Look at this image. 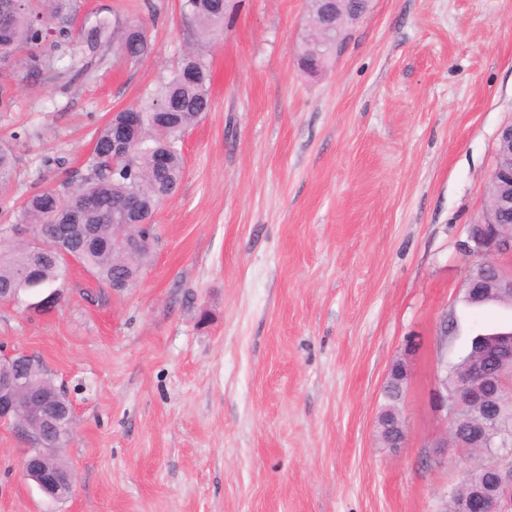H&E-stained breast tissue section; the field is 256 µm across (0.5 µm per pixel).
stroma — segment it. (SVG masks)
Wrapping results in <instances>:
<instances>
[{"mask_svg": "<svg viewBox=\"0 0 512 512\" xmlns=\"http://www.w3.org/2000/svg\"><path fill=\"white\" fill-rule=\"evenodd\" d=\"M224 4L206 40L180 0H68L71 37L45 46L57 74L13 78L0 104L17 171L4 226L86 169L95 130L187 50L211 78L138 282L117 291L74 262L51 311L0 303V347L39 355L69 398L56 456L74 474L46 497L0 424V512H443L472 464L432 449L435 389L476 332L512 324L510 307H468L459 250L512 123V0H371L316 75L295 61L305 0ZM101 19L141 23L150 54L89 49ZM402 357L393 454L376 425ZM387 421L389 422L387 426L392 429V435L396 436V440L394 443H386L385 447H388L389 450L394 453L400 452L406 447L408 439L406 420L402 415L401 410L398 409L397 412H391ZM392 444H394L395 447H392Z\"/></svg>", "mask_w": 512, "mask_h": 512, "instance_id": "stroma-1", "label": "stroma"}]
</instances>
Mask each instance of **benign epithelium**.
Here are the masks:
<instances>
[{"label": "benign epithelium", "instance_id": "1", "mask_svg": "<svg viewBox=\"0 0 512 512\" xmlns=\"http://www.w3.org/2000/svg\"><path fill=\"white\" fill-rule=\"evenodd\" d=\"M111 154L114 166L130 162L132 144L121 126L113 132ZM492 181L509 186V192L489 198L482 218L470 225L466 240L460 244L465 254L485 257L469 268L465 279V300L471 303L497 295L512 296V236L482 231L483 226L497 224L512 212V124L498 133ZM15 235L32 246L50 247L49 241L31 224L17 225ZM505 359L512 360V332L471 360L470 374L457 393H448L447 378L439 380L436 397L438 409L444 413L446 434L434 443L437 454H448L450 446L469 452L476 448H498L496 454L480 463L481 477L460 500L458 512H512V432L508 438H501L505 421L502 404L512 399V369L504 372L499 367ZM34 360V355L25 351L0 355V364L6 362L14 368L11 373L0 374V422L14 425L27 437L31 448L23 461L25 475L46 496L57 499L67 481L59 479L57 471L49 468L46 461L70 432L71 407L64 395L48 396L30 387L23 370ZM472 402L480 406V420L460 435L455 420ZM387 421L396 440L386 447L397 453L406 447V420L401 412L394 411Z\"/></svg>", "mask_w": 512, "mask_h": 512}]
</instances>
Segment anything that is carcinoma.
Returning <instances> with one entry per match:
<instances>
[{"instance_id": "cac0c4a2", "label": "carcinoma", "mask_w": 512, "mask_h": 512, "mask_svg": "<svg viewBox=\"0 0 512 512\" xmlns=\"http://www.w3.org/2000/svg\"><path fill=\"white\" fill-rule=\"evenodd\" d=\"M63 5L42 0L36 8L31 0H0V53L24 69L44 72L52 58L42 54L47 33L37 18L44 15L60 18L56 33L69 35ZM183 12L196 24L198 32L209 37L224 26V0H185ZM91 49L112 43L114 53L131 62L150 51L146 35L140 30L117 35L100 24L83 34ZM333 31L316 28L307 34L299 57L328 54ZM209 75L197 83L183 82L174 74L159 97V105L141 108L142 126L132 131L134 143L131 168L112 169L110 146L115 125L124 120L119 112L94 134L96 153L85 172L73 170L61 188H41L30 193L15 212V223L34 224L43 228L55 249L38 252L25 245L0 249V296L18 297L24 291L50 288L67 276L69 263H81L98 278L112 284L122 279H137L151 256L150 242L128 252L114 244L112 225L120 223L118 215L129 197L139 202L138 220L152 223L158 205L176 191L184 172V157L178 148V135L196 124L210 109ZM16 177L13 151L0 147V196L12 189ZM492 340L490 334L478 333L471 339L470 352L448 369V390H453L470 367L473 349Z\"/></svg>"}]
</instances>
